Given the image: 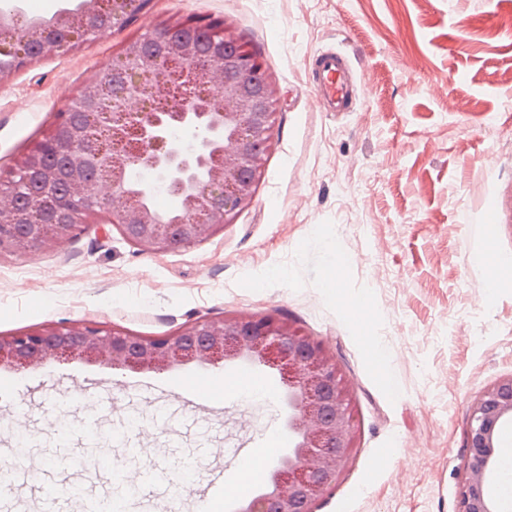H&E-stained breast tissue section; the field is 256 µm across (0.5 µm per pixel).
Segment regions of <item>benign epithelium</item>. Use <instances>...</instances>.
<instances>
[{
  "mask_svg": "<svg viewBox=\"0 0 512 512\" xmlns=\"http://www.w3.org/2000/svg\"><path fill=\"white\" fill-rule=\"evenodd\" d=\"M140 0H95L50 20L19 22L0 12V78L24 66L27 50L48 41L66 53L96 39L101 26H122ZM167 25L130 42L123 60L86 84L41 137L0 172V256L22 255L78 226L111 224L147 252L194 245L224 230L252 202L274 148V95L253 50L209 26L210 64L196 66L199 42ZM165 71H154L152 48ZM190 131L193 141L177 131ZM32 182L50 224L29 223L18 191ZM162 185L179 220L161 221L143 202ZM106 361L133 370L245 359L277 371L286 388L288 452L266 488L237 512H315L336 485L353 448L350 394L321 343L287 319L263 314L199 318L160 337L100 325L37 328L0 336V369L25 370L48 357ZM512 426V375L472 402L465 431L459 512H501L492 480Z\"/></svg>",
  "mask_w": 512,
  "mask_h": 512,
  "instance_id": "1",
  "label": "benign epithelium"
}]
</instances>
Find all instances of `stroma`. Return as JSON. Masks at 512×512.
<instances>
[{
  "instance_id": "stroma-1",
  "label": "stroma",
  "mask_w": 512,
  "mask_h": 512,
  "mask_svg": "<svg viewBox=\"0 0 512 512\" xmlns=\"http://www.w3.org/2000/svg\"><path fill=\"white\" fill-rule=\"evenodd\" d=\"M193 16L233 27L271 81L275 147L252 205L190 247L146 253L105 224L0 259V335L96 322L155 337L200 317L279 315L321 342L352 397L351 458L315 512H458L470 405L512 375V285L486 289L493 256L512 255V0H150L129 25L0 80V170L130 41ZM330 48L369 82L353 111L308 105L311 59ZM330 250L346 259L331 285ZM248 368L0 370V468L101 497L112 474L148 465L187 484L180 512H197L216 493L210 465L232 475L235 449L286 433L278 379L220 405L184 382ZM90 414L101 437L137 419L138 457L117 443L107 470L93 457L61 467L54 432ZM17 417L40 437L23 453L3 426Z\"/></svg>"
}]
</instances>
